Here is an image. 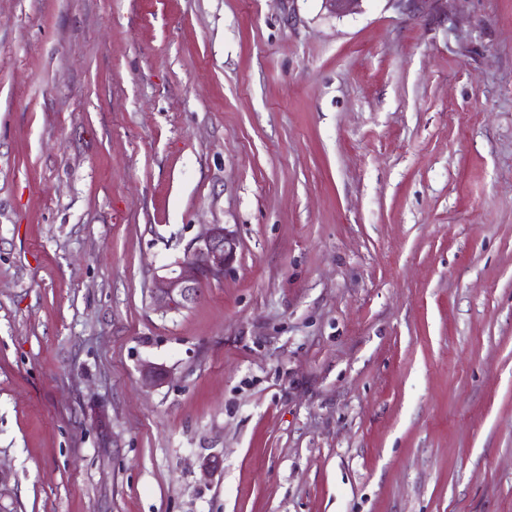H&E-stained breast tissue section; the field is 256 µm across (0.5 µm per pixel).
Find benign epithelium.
<instances>
[{"label":"benign epithelium","mask_w":512,"mask_h":512,"mask_svg":"<svg viewBox=\"0 0 512 512\" xmlns=\"http://www.w3.org/2000/svg\"><path fill=\"white\" fill-rule=\"evenodd\" d=\"M328 11L336 16L355 13L362 0H323ZM239 240L227 224H210L205 232L191 241L186 258L173 267L164 266L155 272L150 292L157 304L169 311H179L194 303L203 284L221 281L236 260ZM167 377L161 366L147 364L142 369L146 385L157 386ZM13 499L10 475L0 468V512H9L5 501Z\"/></svg>","instance_id":"1"}]
</instances>
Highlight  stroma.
<instances>
[{
  "instance_id": "1",
  "label": "stroma",
  "mask_w": 512,
  "mask_h": 512,
  "mask_svg": "<svg viewBox=\"0 0 512 512\" xmlns=\"http://www.w3.org/2000/svg\"><path fill=\"white\" fill-rule=\"evenodd\" d=\"M0 467L14 512H512V0H0ZM239 240L228 224H209L191 241L186 258L175 267L164 266L152 277L150 292L157 304L179 311L194 303L203 284L222 281L236 260Z\"/></svg>"
}]
</instances>
